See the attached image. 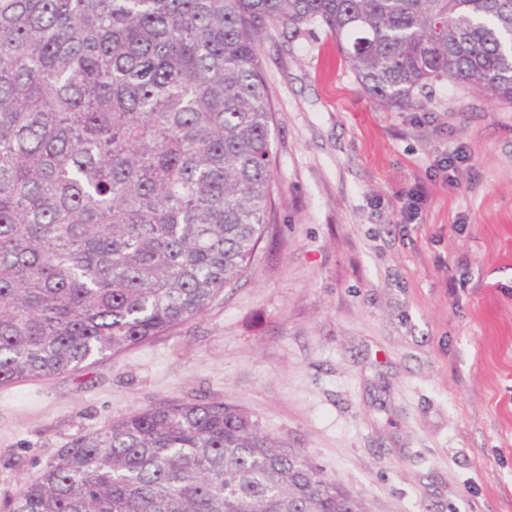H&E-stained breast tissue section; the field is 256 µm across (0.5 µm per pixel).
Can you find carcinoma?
I'll return each instance as SVG.
<instances>
[{"label": "carcinoma", "mask_w": 512, "mask_h": 512, "mask_svg": "<svg viewBox=\"0 0 512 512\" xmlns=\"http://www.w3.org/2000/svg\"><path fill=\"white\" fill-rule=\"evenodd\" d=\"M317 23L368 97L512 105V0H0V386L201 315L270 232L263 35ZM0 512H364L222 401L74 438Z\"/></svg>", "instance_id": "carcinoma-1"}]
</instances>
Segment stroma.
Segmentation results:
<instances>
[{
  "instance_id": "obj_1",
  "label": "stroma",
  "mask_w": 512,
  "mask_h": 512,
  "mask_svg": "<svg viewBox=\"0 0 512 512\" xmlns=\"http://www.w3.org/2000/svg\"><path fill=\"white\" fill-rule=\"evenodd\" d=\"M259 62L275 209L247 280L84 372L0 388V501L130 411L219 400L365 512H512V105L444 84L376 105L318 25L270 30Z\"/></svg>"
}]
</instances>
